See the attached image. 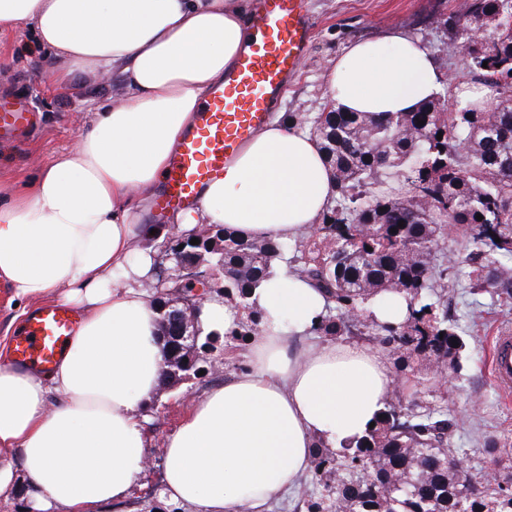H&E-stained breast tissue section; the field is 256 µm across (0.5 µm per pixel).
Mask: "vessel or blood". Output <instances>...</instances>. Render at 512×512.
Masks as SVG:
<instances>
[{
    "mask_svg": "<svg viewBox=\"0 0 512 512\" xmlns=\"http://www.w3.org/2000/svg\"><path fill=\"white\" fill-rule=\"evenodd\" d=\"M252 39L235 67L202 100L192 131L172 156L161 209L198 201L201 189L221 175L240 148L271 120L273 104L289 73L299 67L310 40L304 0H259L250 22ZM32 114L21 100H0V140L27 133ZM75 333L73 310L60 304L35 308L19 329L15 363L51 370ZM494 381L512 392V333L495 336Z\"/></svg>",
    "mask_w": 512,
    "mask_h": 512,
    "instance_id": "obj_1",
    "label": "vessel or blood"
}]
</instances>
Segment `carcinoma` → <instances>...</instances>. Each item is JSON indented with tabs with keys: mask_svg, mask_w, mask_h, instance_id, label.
<instances>
[{
	"mask_svg": "<svg viewBox=\"0 0 512 512\" xmlns=\"http://www.w3.org/2000/svg\"><path fill=\"white\" fill-rule=\"evenodd\" d=\"M454 18L474 79L497 87L512 81V0H459ZM472 20L492 26L490 38H473ZM292 122L309 126L319 140L339 205L322 217L323 235L301 242L290 258L280 241L243 240L216 225L224 238L207 255L213 293L242 319L225 332L200 329L199 345L213 351L221 336L226 353L244 345L262 320L249 302L252 289L282 263L327 299L315 332L365 333L404 351L406 367L412 359L429 362L434 375L455 367L464 346L448 319L454 289L442 287L432 300L435 283L445 278L438 242L450 224L468 233L475 248L466 261L491 295L512 298V265L503 262L512 259V106L489 112L471 103L445 112L435 97L415 112H322ZM386 171L396 181L377 180ZM172 288L191 298L193 285L182 275L151 295L162 303ZM392 293L410 298L404 321L363 318L367 302ZM458 422L436 400L415 409L389 405L375 428L341 452L317 449L305 512H512V487L496 481L478 489L467 473L448 467L446 456L466 455L453 447Z\"/></svg>",
	"mask_w": 512,
	"mask_h": 512,
	"instance_id": "carcinoma-1",
	"label": "carcinoma"
}]
</instances>
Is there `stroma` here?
<instances>
[{
    "mask_svg": "<svg viewBox=\"0 0 512 512\" xmlns=\"http://www.w3.org/2000/svg\"><path fill=\"white\" fill-rule=\"evenodd\" d=\"M458 0H306L314 30L299 71L289 77L288 87L274 106L273 115L316 117L328 111V69L350 42L376 37L390 28L406 30L420 39L436 58L446 82L439 94L445 111L458 109L454 86L469 83L459 40L447 24ZM42 54L37 35L30 27L0 30V96L25 99L34 123L19 142H0V191L23 187L40 164L51 162L71 148L91 119V105L80 95L51 89L41 78ZM448 280L456 288L448 300V316L456 321L465 348L458 367L447 381L435 384L425 362L403 365L398 351L387 352L397 389L393 403L409 405L416 394L436 390L457 412L461 421L453 444L466 449L465 464L473 475L492 468L487 443L512 437V402L496 387L490 369L492 338L500 327H512V300L475 294L477 277L461 263L449 267ZM196 381L161 386L159 406L152 412L151 445L164 440L184 414L192 396L200 392Z\"/></svg>",
    "mask_w": 512,
    "mask_h": 512,
    "instance_id": "35a3bbf8",
    "label": "stroma"
}]
</instances>
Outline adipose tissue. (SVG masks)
<instances>
[{"label": "adipose tissue", "instance_id": "obj_1", "mask_svg": "<svg viewBox=\"0 0 512 512\" xmlns=\"http://www.w3.org/2000/svg\"><path fill=\"white\" fill-rule=\"evenodd\" d=\"M257 0H0V28L23 23L50 56L43 79L94 96L75 147L0 196V277L15 320L49 300L79 325L52 371L8 362L0 336V497L23 470L37 512H112L147 468L146 404L163 382L159 314L139 247L167 164L207 90L250 38ZM441 87L439 66L405 31L347 45L328 72L344 112H412ZM336 180L315 138L272 121L248 141L169 231L222 224L245 240L312 233ZM263 322L242 372L193 396L163 448V494L192 512H265L309 469L316 449L368 430L395 385L362 343L295 346L326 312L309 282L279 270L253 289Z\"/></svg>", "mask_w": 512, "mask_h": 512}]
</instances>
